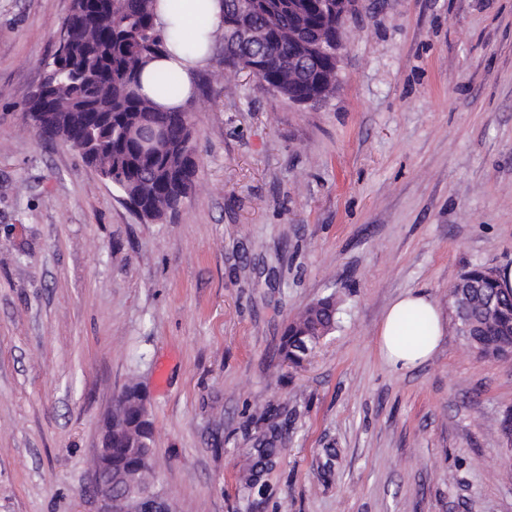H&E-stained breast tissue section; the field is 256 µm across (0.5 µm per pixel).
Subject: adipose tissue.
Returning <instances> with one entry per match:
<instances>
[{
	"instance_id": "adipose-tissue-1",
	"label": "adipose tissue",
	"mask_w": 512,
	"mask_h": 512,
	"mask_svg": "<svg viewBox=\"0 0 512 512\" xmlns=\"http://www.w3.org/2000/svg\"><path fill=\"white\" fill-rule=\"evenodd\" d=\"M156 23L165 48L141 73L143 94L160 109L181 107L196 93V75L209 61L214 35L224 15V0H156ZM173 75L177 96L158 95L157 76ZM445 332L442 314L423 291L410 290L387 308L377 332L376 345L385 361L397 370H411L428 362Z\"/></svg>"
}]
</instances>
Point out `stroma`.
I'll list each match as a JSON object with an SVG mask.
<instances>
[{"label":"stroma","instance_id":"35a3bbf8","mask_svg":"<svg viewBox=\"0 0 512 512\" xmlns=\"http://www.w3.org/2000/svg\"><path fill=\"white\" fill-rule=\"evenodd\" d=\"M70 8L0 0V512H95L132 381L176 512H512V359L448 306L469 268L512 262V0H359L314 107L214 50L198 184L158 223L26 122ZM411 289L448 328L398 372L376 333ZM331 295L335 332L289 365L286 326Z\"/></svg>","mask_w":512,"mask_h":512}]
</instances>
